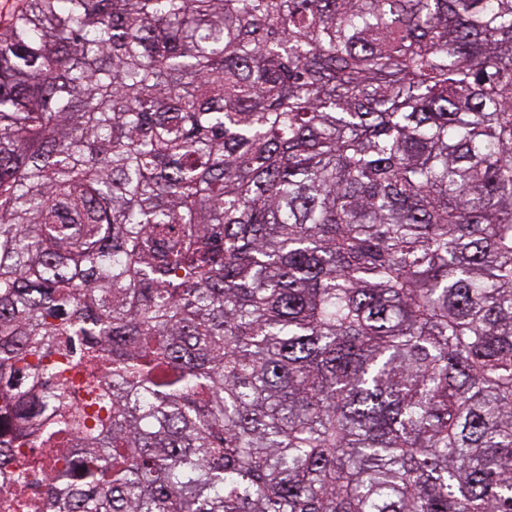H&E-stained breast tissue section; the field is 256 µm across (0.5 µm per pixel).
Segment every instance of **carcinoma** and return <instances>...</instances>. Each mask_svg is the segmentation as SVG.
<instances>
[{"label":"carcinoma","instance_id":"cac0c4a2","mask_svg":"<svg viewBox=\"0 0 512 512\" xmlns=\"http://www.w3.org/2000/svg\"><path fill=\"white\" fill-rule=\"evenodd\" d=\"M32 445L49 512H512V0H23Z\"/></svg>","mask_w":512,"mask_h":512}]
</instances>
